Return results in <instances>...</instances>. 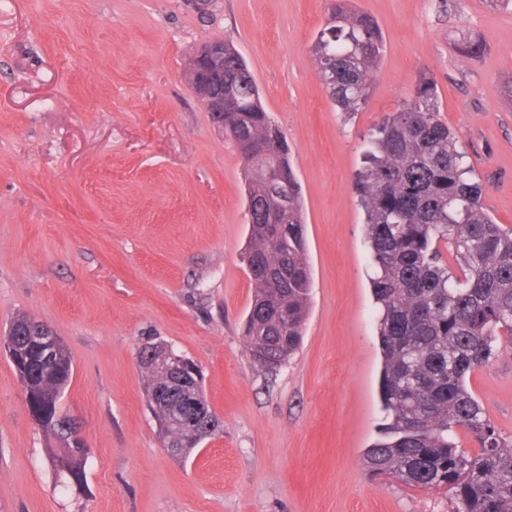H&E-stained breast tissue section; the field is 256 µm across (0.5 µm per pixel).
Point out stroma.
I'll return each mask as SVG.
<instances>
[{
    "mask_svg": "<svg viewBox=\"0 0 512 512\" xmlns=\"http://www.w3.org/2000/svg\"><path fill=\"white\" fill-rule=\"evenodd\" d=\"M384 50L367 105L332 104L312 46L330 0H0V333L49 324L73 360L58 413L89 454L80 487L55 482L58 440L0 352V512H449L446 493L370 476L380 350L353 188L364 137L434 84L440 117L512 227V10L486 0H353ZM471 37L481 56L461 54ZM232 43L288 143L312 269L299 349L256 364L247 170L188 83L186 56ZM193 361L217 433L171 457L136 354ZM469 386L512 437V347Z\"/></svg>",
    "mask_w": 512,
    "mask_h": 512,
    "instance_id": "stroma-1",
    "label": "stroma"
}]
</instances>
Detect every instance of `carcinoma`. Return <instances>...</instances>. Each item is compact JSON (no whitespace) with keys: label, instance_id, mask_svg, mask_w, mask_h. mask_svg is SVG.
<instances>
[{"label":"carcinoma","instance_id":"obj_1","mask_svg":"<svg viewBox=\"0 0 512 512\" xmlns=\"http://www.w3.org/2000/svg\"><path fill=\"white\" fill-rule=\"evenodd\" d=\"M382 51L376 20L334 0L314 61L342 111L352 114L366 104ZM224 83L233 90L224 100V134L235 140L251 173L244 260L255 297L245 336L249 348L264 346L284 362L300 345L311 290L300 184L284 158L285 139L270 133L252 71L229 44ZM284 185L286 224L272 197ZM355 190L374 268L386 420L363 464L407 485L445 490L453 512H512V438L501 434L467 385L503 344L512 345V228L487 212L482 185L440 119L428 81L419 80L413 99L375 129ZM441 242L452 245L464 277L448 271ZM31 321L17 315L0 341L30 412L65 445L60 453L49 449L56 475L80 487L87 450L74 420L56 410L73 362L62 345L47 358L35 350ZM159 351L150 343L137 353L148 387L163 382L152 367ZM458 429L475 438L478 451L460 448Z\"/></svg>","mask_w":512,"mask_h":512}]
</instances>
